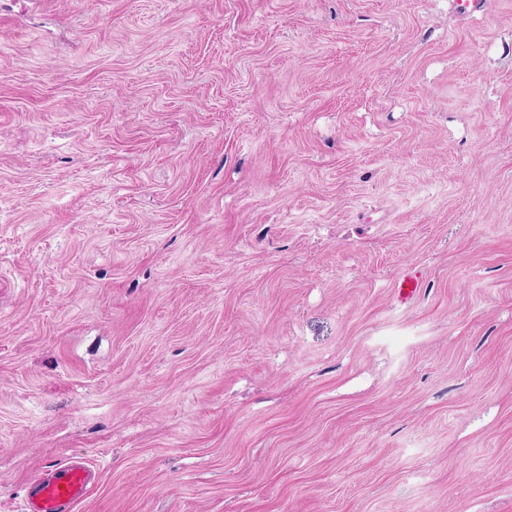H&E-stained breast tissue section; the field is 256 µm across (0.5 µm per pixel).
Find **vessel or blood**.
<instances>
[{"instance_id":"b4317fda","label":"vessel or blood","mask_w":512,"mask_h":512,"mask_svg":"<svg viewBox=\"0 0 512 512\" xmlns=\"http://www.w3.org/2000/svg\"><path fill=\"white\" fill-rule=\"evenodd\" d=\"M92 484L93 473L84 461L54 465L33 481L24 512H73Z\"/></svg>"}]
</instances>
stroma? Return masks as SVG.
I'll use <instances>...</instances> for the list:
<instances>
[{"label":"stroma","mask_w":512,"mask_h":512,"mask_svg":"<svg viewBox=\"0 0 512 512\" xmlns=\"http://www.w3.org/2000/svg\"><path fill=\"white\" fill-rule=\"evenodd\" d=\"M72 458L512 512V0H0V512Z\"/></svg>","instance_id":"35a3bbf8"}]
</instances>
